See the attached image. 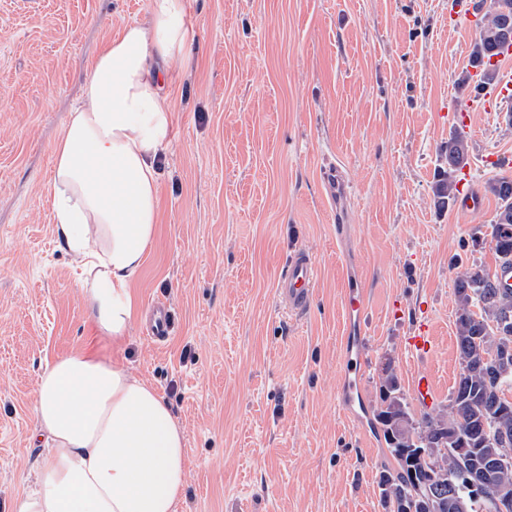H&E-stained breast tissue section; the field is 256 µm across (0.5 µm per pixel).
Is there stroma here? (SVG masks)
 I'll use <instances>...</instances> for the list:
<instances>
[{"instance_id": "obj_1", "label": "stroma", "mask_w": 512, "mask_h": 512, "mask_svg": "<svg viewBox=\"0 0 512 512\" xmlns=\"http://www.w3.org/2000/svg\"><path fill=\"white\" fill-rule=\"evenodd\" d=\"M149 0H0V512L43 456L33 406L56 357L121 363L169 403L186 436L178 512H385L394 469L379 424L386 370L414 421L445 407L460 373L455 278L495 269L486 183L512 175V98L449 119L475 24L453 0H186L195 35L169 68L170 145L158 232L131 282L166 304L155 344L135 321L124 347L97 336L46 193L51 148L93 59ZM483 188L475 211L439 209L433 187L455 129ZM348 182L343 213L321 179ZM344 231H337V221ZM319 267L310 310L283 313L278 277L294 250ZM368 290L361 321L365 411L346 414L347 275ZM435 336L406 352L419 318ZM425 371L433 405L412 392ZM172 329V319L169 309L161 303L154 307L153 322L150 327L151 338L157 342L165 341Z\"/></svg>"}]
</instances>
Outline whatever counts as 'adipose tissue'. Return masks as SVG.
<instances>
[{
    "label": "adipose tissue",
    "instance_id": "ef3b65f1",
    "mask_svg": "<svg viewBox=\"0 0 512 512\" xmlns=\"http://www.w3.org/2000/svg\"><path fill=\"white\" fill-rule=\"evenodd\" d=\"M191 41L186 0H150L147 23L125 24L96 54L53 147L56 231L97 335L117 345L137 316L130 283L156 235L173 112L164 84ZM35 415L46 448L13 512H177L184 433L150 383L98 355L68 354L39 374Z\"/></svg>",
    "mask_w": 512,
    "mask_h": 512
}]
</instances>
